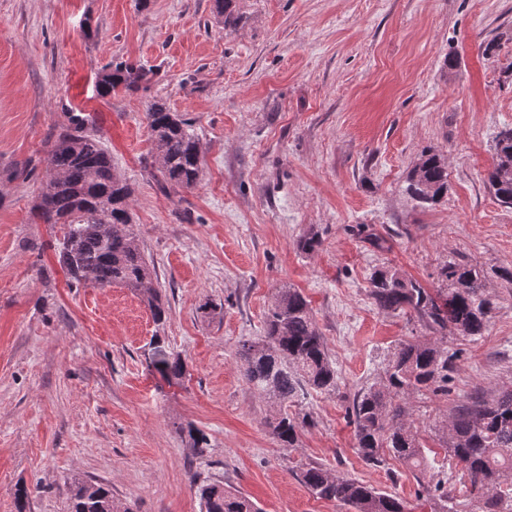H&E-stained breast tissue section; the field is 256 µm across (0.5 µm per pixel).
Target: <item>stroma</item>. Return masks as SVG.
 I'll list each match as a JSON object with an SVG mask.
<instances>
[{
	"instance_id": "1",
	"label": "stroma",
	"mask_w": 512,
	"mask_h": 512,
	"mask_svg": "<svg viewBox=\"0 0 512 512\" xmlns=\"http://www.w3.org/2000/svg\"><path fill=\"white\" fill-rule=\"evenodd\" d=\"M0 0V512H70L72 479L106 484L121 512H202L194 483H218L261 512H349L316 498L302 465L361 480L431 512L425 485L460 469L441 420L471 398L512 391V208L483 177L494 139L512 127V0ZM145 65L151 81L103 97L101 75ZM200 140L196 186L165 194L148 173L154 100ZM85 118L133 188L138 249L168 308L155 322L142 292L72 283L59 224L35 204L46 150ZM448 166L432 207L408 193L423 152ZM320 248H298L308 231ZM481 267L497 308L484 336L449 335L448 396L412 395L428 467L415 475L359 456L346 411L377 383L402 341L429 337L418 319L370 295L391 266L437 287L447 260ZM308 299L338 371L336 393L296 411L312 427L284 447L271 408L236 355L262 336L281 286ZM159 336L185 364L167 383L149 369ZM201 429L210 454L186 434Z\"/></svg>"
}]
</instances>
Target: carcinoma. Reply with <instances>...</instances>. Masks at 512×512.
<instances>
[{
  "instance_id": "cac0c4a2",
  "label": "carcinoma",
  "mask_w": 512,
  "mask_h": 512,
  "mask_svg": "<svg viewBox=\"0 0 512 512\" xmlns=\"http://www.w3.org/2000/svg\"><path fill=\"white\" fill-rule=\"evenodd\" d=\"M147 75L142 67L119 66L101 76L99 94L105 97L120 87L136 89ZM146 116L155 157V163L148 165L152 178L165 193L192 188L201 171V151L191 124L161 100L150 104ZM70 124L75 133L60 137L47 150V191L37 204V216L45 224L66 227L59 262L72 281L142 291L153 318L160 322L167 309L151 287L149 265L135 244L128 212L132 190L112 167L102 142L80 133L84 120L72 115ZM495 150L496 162L485 181L500 205L512 208V127L498 132ZM447 191L444 158L425 154L411 173V196L432 205ZM438 281L441 287L429 289L395 270L379 268L370 276L371 295L381 311L413 315L435 334L484 335L496 303L483 270L449 260L439 268ZM237 355L246 383L278 407L267 421L273 435L282 445L294 447L312 420L307 413H288V404L301 401L311 390L334 393L338 381L335 363L303 293L278 289L264 335L242 341ZM150 366L169 380L185 374L181 359L172 357L157 337ZM453 368V357L441 337L391 349L380 381L362 392L348 411L356 448L365 462L380 467L387 451L424 471L420 431L406 417L403 403L414 392L448 394ZM442 430L448 456L469 480L463 505H474L475 512H512V488L506 487L512 478V392L492 403L471 400L442 423ZM188 437L197 456L210 453L204 432L191 426ZM299 479L317 498L336 501L354 512H407L398 496L319 466L300 469ZM68 493L71 512H111L112 490L106 485L98 483L91 490L86 482L74 480ZM198 494L204 512H260L249 498L217 483L200 486Z\"/></svg>"
}]
</instances>
